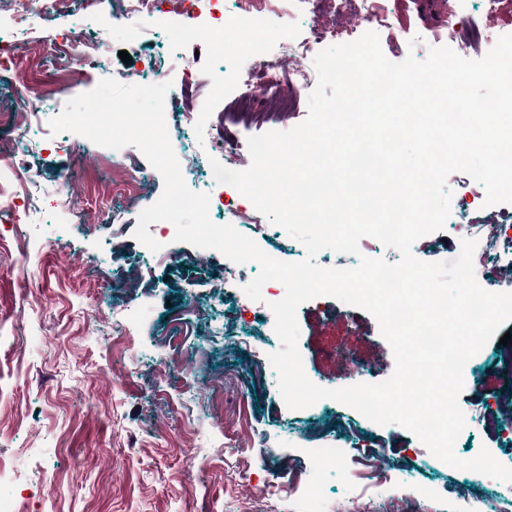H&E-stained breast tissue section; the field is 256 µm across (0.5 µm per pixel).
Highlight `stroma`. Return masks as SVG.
Returning a JSON list of instances; mask_svg holds the SVG:
<instances>
[{
    "instance_id": "obj_1",
    "label": "stroma",
    "mask_w": 512,
    "mask_h": 512,
    "mask_svg": "<svg viewBox=\"0 0 512 512\" xmlns=\"http://www.w3.org/2000/svg\"><path fill=\"white\" fill-rule=\"evenodd\" d=\"M381 6L387 24L377 34L396 63L449 45L444 21L464 9L493 34H512V0ZM67 29L39 13L15 16L0 0V43L25 59L20 70L0 67V109H37L30 131L0 127V167L22 156L38 179L19 208L0 211V497L19 512H336L340 502L353 512H512V484L448 466L400 425H378L331 399L287 408L269 362L281 346L269 305L284 286L273 282L267 302L251 300L244 288L257 263L178 241L167 221L149 225L161 244L150 250L135 232L164 183L141 151L129 145L116 159L82 136L51 132L65 102L48 97L50 85L76 96L105 78L139 85L165 74L169 139L187 187L209 194L211 220L285 262L302 261L305 247L249 199L208 183L213 162L250 165L226 153L225 141L243 145L268 131L232 121L227 98L214 92L223 55L129 30L114 0H100L77 32L82 43L101 39L104 66L75 85L71 59L46 52ZM192 107L203 114L195 125L183 118ZM448 186V225L412 245L421 261L457 258L454 223L512 219V204L468 206L465 173ZM297 322L313 383L343 387L336 356L349 351L375 382L392 375V349L369 312L322 295L299 306ZM469 364L458 398L469 417L455 453L469 460L485 449L512 463V338H491ZM334 441L343 459L315 456Z\"/></svg>"
}]
</instances>
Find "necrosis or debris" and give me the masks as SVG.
Wrapping results in <instances>:
<instances>
[{"label": "necrosis or debris", "instance_id": "4bbe7bcc", "mask_svg": "<svg viewBox=\"0 0 512 512\" xmlns=\"http://www.w3.org/2000/svg\"><path fill=\"white\" fill-rule=\"evenodd\" d=\"M298 6L299 0H239L237 13L225 18V30L245 32L240 52L255 62L250 69L226 68L215 86L219 93L238 89L240 113L269 102L282 112L299 111L315 73L306 62L307 47L297 45L291 36ZM119 18L136 31L160 30L175 45L198 37L202 24L196 0H170L166 6L161 0H121ZM274 44L287 55V64L269 59ZM456 232L458 239L478 237L499 250V264L494 269L487 267L483 250H476L473 264L479 285L490 292L512 290V228L505 224L486 229L460 224Z\"/></svg>", "mask_w": 512, "mask_h": 512}]
</instances>
